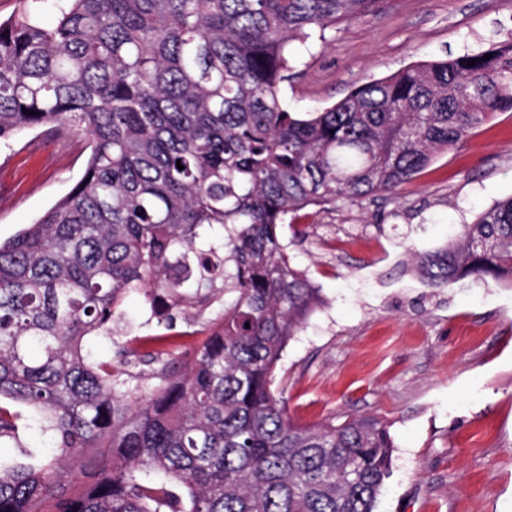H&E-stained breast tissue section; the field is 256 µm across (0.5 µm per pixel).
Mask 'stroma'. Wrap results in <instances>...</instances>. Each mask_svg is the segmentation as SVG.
Wrapping results in <instances>:
<instances>
[{
	"label": "stroma",
	"instance_id": "35a3bbf8",
	"mask_svg": "<svg viewBox=\"0 0 512 512\" xmlns=\"http://www.w3.org/2000/svg\"><path fill=\"white\" fill-rule=\"evenodd\" d=\"M512 34V0H383L343 25L329 45L301 50L283 93L321 109L352 88L422 60L462 53ZM88 140L18 132L0 144V241L34 223L81 177ZM512 196V112L436 154L393 196L328 212L305 210L282 227L293 262L320 288L323 305L286 346L275 370L289 417L303 424L372 415L395 450L376 512H512V288L468 279L429 288L409 251L445 247L449 230ZM113 337L87 344L94 360L139 338L140 355L193 349L204 318L150 322L130 295Z\"/></svg>",
	"mask_w": 512,
	"mask_h": 512
}]
</instances>
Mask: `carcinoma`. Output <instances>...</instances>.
Returning <instances> with one entry per match:
<instances>
[{
    "label": "carcinoma",
    "mask_w": 512,
    "mask_h": 512,
    "mask_svg": "<svg viewBox=\"0 0 512 512\" xmlns=\"http://www.w3.org/2000/svg\"><path fill=\"white\" fill-rule=\"evenodd\" d=\"M43 2L0 23V142L45 127L86 135L90 154L0 242V443L25 427L53 441L36 465L0 463V512H376L387 426L298 424L272 389L320 304L279 228L395 194L512 110V36L299 112L283 97L295 45L380 0H58L50 25ZM416 262L436 290L512 287V196ZM130 294L165 326L224 309L199 347L145 355L155 382L132 387L127 348L116 363L84 353ZM98 451L110 464L71 493L69 467Z\"/></svg>",
    "instance_id": "carcinoma-1"
}]
</instances>
